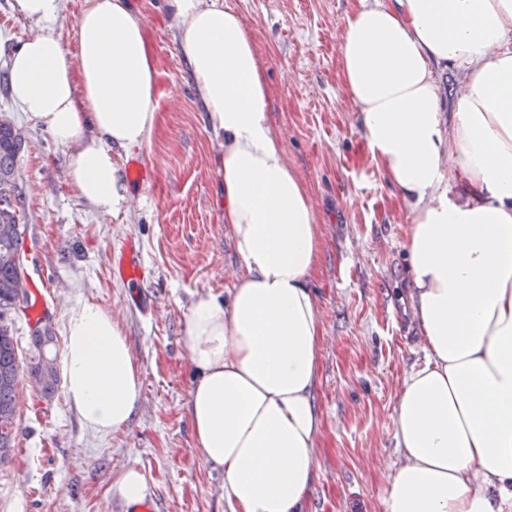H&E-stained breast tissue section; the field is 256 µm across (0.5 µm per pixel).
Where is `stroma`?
Listing matches in <instances>:
<instances>
[{
    "instance_id": "35a3bbf8",
    "label": "stroma",
    "mask_w": 512,
    "mask_h": 512,
    "mask_svg": "<svg viewBox=\"0 0 512 512\" xmlns=\"http://www.w3.org/2000/svg\"><path fill=\"white\" fill-rule=\"evenodd\" d=\"M223 2L266 62L271 121L323 230L324 261L312 283L323 319L316 391L323 420L307 512H385L386 466L397 458L392 418L403 375L424 352L409 312L407 212L370 162L341 86L350 0ZM130 3L156 61L162 123L135 155L147 179L130 182L126 211L112 217L76 197L66 149L13 102L10 56L44 27L18 14L14 0H0V118L23 140L22 222L50 276L43 291L50 352L63 353L69 309L92 301L119 321L142 370L130 422L107 436L81 423L63 391L45 397L21 377L15 447L0 467V512H126L112 486L131 468L147 477L156 512H225L224 474L193 446L186 403L194 367L184 339L195 293L225 294L238 270L214 165L221 141L203 122L165 0ZM130 238L146 266L137 285L112 273L114 249Z\"/></svg>"
}]
</instances>
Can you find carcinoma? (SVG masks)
<instances>
[{
  "mask_svg": "<svg viewBox=\"0 0 512 512\" xmlns=\"http://www.w3.org/2000/svg\"><path fill=\"white\" fill-rule=\"evenodd\" d=\"M15 130L10 122H0V225L13 224V235L0 237V466L9 463L14 448L17 429L16 388L21 370L16 354L14 336L5 323L7 312L16 308L19 266L16 257L20 255L19 243L25 232L20 223L24 201L16 183L19 151L12 146L11 137ZM36 350L28 367L29 377L34 386L45 396L55 392L59 375L55 359L46 355V349L54 337L47 327L38 329L32 336Z\"/></svg>",
  "mask_w": 512,
  "mask_h": 512,
  "instance_id": "obj_1",
  "label": "carcinoma"
}]
</instances>
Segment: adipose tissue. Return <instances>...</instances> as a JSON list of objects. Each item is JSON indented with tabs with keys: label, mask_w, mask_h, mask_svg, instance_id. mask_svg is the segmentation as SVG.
Returning a JSON list of instances; mask_svg holds the SVG:
<instances>
[{
	"label": "adipose tissue",
	"mask_w": 512,
	"mask_h": 512,
	"mask_svg": "<svg viewBox=\"0 0 512 512\" xmlns=\"http://www.w3.org/2000/svg\"><path fill=\"white\" fill-rule=\"evenodd\" d=\"M15 6L45 31L12 55L11 96L67 149L76 196L117 215L128 202L118 154L149 146L161 120L143 19L129 0H87L72 62L52 32L62 0ZM166 10L205 124L224 142L217 171L240 269L226 298L198 293L185 324L194 446L224 472L226 512H306L321 432L310 288L321 226L240 15L222 0ZM440 66L465 73L449 100ZM340 79L410 215L409 297L425 352L396 407L385 512H512V0H353ZM65 336L70 407L92 432L121 430L141 369L120 323L84 302Z\"/></svg>",
	"instance_id": "1"
}]
</instances>
